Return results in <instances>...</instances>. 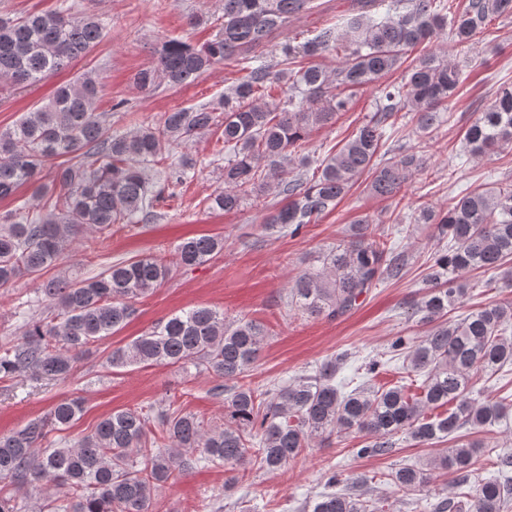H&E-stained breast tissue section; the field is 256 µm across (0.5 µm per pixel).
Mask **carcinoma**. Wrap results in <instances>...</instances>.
I'll return each mask as SVG.
<instances>
[{
  "instance_id": "1",
  "label": "carcinoma",
  "mask_w": 512,
  "mask_h": 512,
  "mask_svg": "<svg viewBox=\"0 0 512 512\" xmlns=\"http://www.w3.org/2000/svg\"><path fill=\"white\" fill-rule=\"evenodd\" d=\"M353 2L343 24L324 26L298 46L284 45L283 58L274 64L263 57L271 36L290 17L317 8L316 0H224V22L210 41L197 46L165 40L153 63L134 76L143 91L163 82L184 86L233 61L245 75L224 93L222 116L207 105L174 109L153 125L114 134L105 114L95 111L100 81L91 70L0 131V200L31 184L33 201L42 203L32 212L24 202L0 216V286L24 276L36 280L41 302L56 311L50 320L31 318L19 339L0 345L1 380H68L92 346L136 315V301L168 278L169 267L154 256L119 261L80 280L44 274L61 263L81 234H105L114 224L153 217L166 185L186 182L197 160L182 153L163 185L149 179L147 165L166 161L183 145L216 133L224 144V190L208 198V208L234 212L246 196L274 185L284 199L269 223L292 234L334 209L364 174L375 197L391 200L409 178L427 169L425 156L414 147H401L389 159L378 154L386 126L407 117L419 137L430 138L448 111L461 71L431 52L402 81L379 89L371 115L322 160L319 175L306 181L288 177L293 153L310 128L334 124L351 109L358 90L397 70L409 51L445 32L455 44H469L493 18L512 17V0ZM106 34L95 14L75 13L65 4L49 14L1 15L0 89L41 82L86 56ZM329 52L343 55L332 73L317 64H297L300 56L315 59ZM274 90L284 99L272 97ZM465 143L475 156L512 146V87L499 89L467 128ZM59 158L61 163L48 167ZM45 177L49 182H42ZM52 189L58 194H49ZM418 221L436 225L448 238V249L428 266L426 294L417 306L430 330L418 341L399 336L390 344L409 370L424 374L420 393L410 395L400 385L344 393L334 383L341 356L288 384L238 385L264 344V327L195 307L113 349L106 364L120 369L192 362L204 368L221 380L215 390L224 393V427L208 428L171 404L158 412L120 409L76 442L44 448L51 431L68 428L83 412L81 398L64 399L46 415L0 434V480L19 488L66 490L65 503L48 495L39 512H152L157 492L172 474L201 461L274 471L324 436L364 434L368 442L356 449L364 457L387 453L392 438L405 432L427 447L444 449L424 465L389 475L403 496L415 494L441 469L453 475L456 491L428 503L431 512H505L512 506V455L498 457L501 477L478 479L472 465L479 445L463 429L498 425L512 433L508 398L472 397L474 376L512 367V304H489L457 320L448 314L468 289L492 286L490 279H470L474 271L499 272L512 285V183L451 197L446 208L422 209ZM371 224L368 215L358 218L348 240L323 254L321 268L295 280L291 309L334 319L354 309L372 288L402 277L407 263L390 256L387 242L369 232ZM223 247V240L203 235L182 241L177 254L181 264L197 266ZM439 408L445 412L435 413ZM154 417L161 439L169 442L165 448L148 437ZM196 451L200 458H190ZM341 482L344 488L323 493L312 512L376 509L357 493L361 478H328L331 488Z\"/></svg>"
}]
</instances>
